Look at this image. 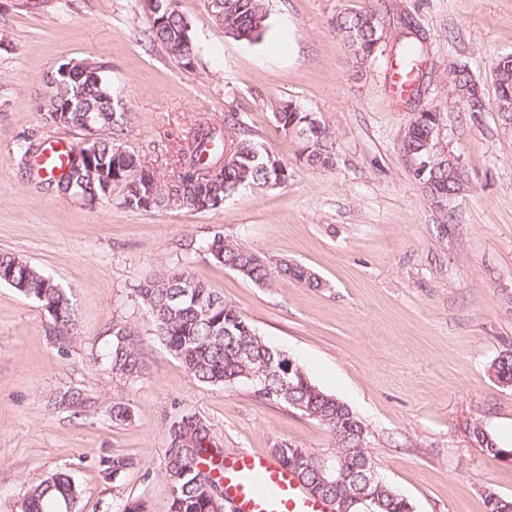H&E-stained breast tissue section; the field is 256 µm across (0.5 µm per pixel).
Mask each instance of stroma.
<instances>
[{
	"label": "stroma",
	"mask_w": 512,
	"mask_h": 512,
	"mask_svg": "<svg viewBox=\"0 0 512 512\" xmlns=\"http://www.w3.org/2000/svg\"><path fill=\"white\" fill-rule=\"evenodd\" d=\"M372 0H267L262 40L228 37L205 0H176L198 46L183 67L151 42L147 0H0V254L50 275L66 290L77 326L55 335L41 305L0 284V512L50 475L70 472L79 512H116L145 501L169 512L163 463L167 429L185 413L210 424L225 453H270L288 441L320 453L335 442L299 412L255 397L248 385L195 382L161 344L136 297L165 267L188 270L234 305L267 343L299 363L369 431L380 477L413 512H485L481 493L512 499V461L489 456L472 430L512 448V386L490 373L512 352V123L498 112H463L453 66L492 94V64L512 53V0H387L375 56L352 68L331 28L338 11ZM423 58L410 95L392 90L400 45ZM103 67L114 105L127 115L123 143L169 177L196 121L223 128L239 112L253 139L287 159L285 182L246 186L221 207L130 209L116 184L95 205L59 195L19 166L22 138L82 145V133L47 122L38 106L66 61ZM296 102L317 113L335 163H299V141L273 116ZM442 118V138L466 184L446 206L426 196L402 149L414 113ZM270 264L317 274L310 288L273 277L264 286L186 252L214 233ZM135 326L146 366L116 376L102 354L112 326ZM77 388L92 407L75 415L54 399ZM132 418L112 423L113 401ZM126 458L119 476L107 458Z\"/></svg>",
	"instance_id": "1"
}]
</instances>
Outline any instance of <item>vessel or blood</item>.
Here are the masks:
<instances>
[{"label": "vessel or blood", "mask_w": 512, "mask_h": 512, "mask_svg": "<svg viewBox=\"0 0 512 512\" xmlns=\"http://www.w3.org/2000/svg\"><path fill=\"white\" fill-rule=\"evenodd\" d=\"M69 147L47 148L37 160L39 170L62 171ZM221 476L224 495L236 512H335L333 504L314 498L274 458L259 452L242 451L225 456Z\"/></svg>", "instance_id": "obj_1"}]
</instances>
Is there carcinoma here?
<instances>
[{"instance_id": "carcinoma-1", "label": "carcinoma", "mask_w": 512, "mask_h": 512, "mask_svg": "<svg viewBox=\"0 0 512 512\" xmlns=\"http://www.w3.org/2000/svg\"><path fill=\"white\" fill-rule=\"evenodd\" d=\"M207 7L226 34L244 40H259L267 29L266 0H206ZM174 0H153L150 39L163 45L183 66H194L198 48L191 36L189 23L174 7ZM382 0L363 12L340 11L330 24L348 44L355 63L374 56L382 38ZM495 76L493 100L476 95L477 82L468 70L459 66L453 71L454 88L468 93L462 101L472 114L494 110L504 121H512V108L504 109L501 101L512 96V54L498 57L492 66ZM59 105L68 108L62 127L87 135L105 128L109 134L98 137L78 151H88L93 163L73 168L65 180L47 173V187L77 197L89 204L105 198L101 186L103 174L124 186L123 204L131 209H181L191 206L200 190L198 167L228 158L224 179L210 192L224 199L244 186L265 185L275 180V165L288 168V161L257 144L241 127L237 114L224 117V141L216 147V128L198 124L187 146L179 149L178 169L173 179L162 181L156 175L140 172L141 158L122 142L126 113L113 107L112 90L105 78L96 81L76 71L66 76L54 72ZM437 112H419L410 121L403 137V151L417 161L436 144ZM275 122L284 132L300 133L299 158L309 167L329 168L334 164V147L330 133L312 112L296 103L286 104L275 114ZM41 144L26 141L19 147L17 161L29 165L43 154ZM461 172L455 164L433 166L420 178L431 200L441 203L459 189ZM151 205L142 204L144 198ZM199 249L218 264L224 265L257 285L270 282L273 274L285 275L309 288L321 287V280L309 268L287 261L271 268L266 258L245 246L229 241L221 234L203 242ZM0 271L9 272L14 280L26 285L20 295L41 304L51 318L53 330L66 335L75 326L76 313L70 298L40 269L12 255L0 254ZM137 299L150 318L155 336L199 383L228 388L237 384L251 386L256 397L290 409L323 425L333 435L336 448L324 463L315 452L282 442L275 446L279 462L289 468L305 487L329 494L339 512H347L348 500L364 493L377 500L371 512H411L412 506L377 474L368 451L369 432L351 409L335 395L315 385L305 372L283 378L280 373L283 351L270 346L240 311L224 301L213 289L195 279L188 271L166 268L144 281L137 289ZM104 359L113 373L134 379L145 369L139 334L127 324L112 326V341ZM498 382L512 385V354L498 357L490 365ZM108 416L116 423L132 417L130 408L121 401L109 406ZM170 425L167 445L163 449L165 473L172 482L169 512H219L222 507L217 490L221 479L213 477L220 468L224 451L215 441L208 423L194 413ZM477 442L489 455L501 458L509 453L497 446L487 431L474 429ZM346 479L336 484V470ZM81 491L67 471L52 474L31 487L16 502V512H77ZM485 512H512V500L492 489L482 491Z\"/></svg>"}]
</instances>
